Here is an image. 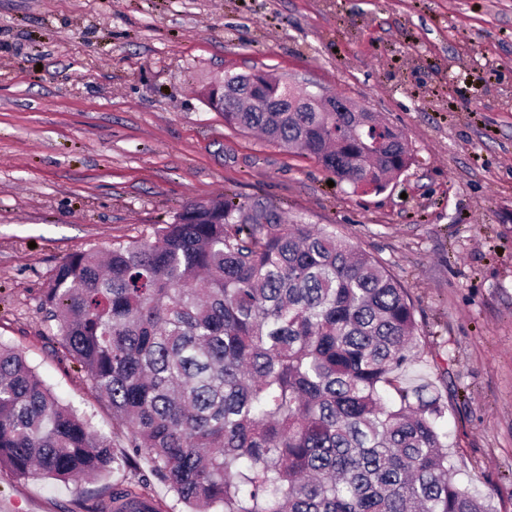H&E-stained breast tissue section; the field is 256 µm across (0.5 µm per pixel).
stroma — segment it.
<instances>
[{"label": "stroma", "mask_w": 512, "mask_h": 512, "mask_svg": "<svg viewBox=\"0 0 512 512\" xmlns=\"http://www.w3.org/2000/svg\"><path fill=\"white\" fill-rule=\"evenodd\" d=\"M272 70L368 106L412 163L379 194L231 128L213 75ZM262 199L335 229L407 289L406 377L432 383L455 479L512 512V0H0V342L113 435L40 298L71 253L153 239L187 201ZM147 469L66 484L0 470V512H104Z\"/></svg>", "instance_id": "stroma-1"}]
</instances>
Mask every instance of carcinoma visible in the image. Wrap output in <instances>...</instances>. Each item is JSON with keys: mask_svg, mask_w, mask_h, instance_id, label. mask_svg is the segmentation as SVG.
<instances>
[{"mask_svg": "<svg viewBox=\"0 0 512 512\" xmlns=\"http://www.w3.org/2000/svg\"><path fill=\"white\" fill-rule=\"evenodd\" d=\"M224 123L321 163L353 191L411 164L374 113L291 112L284 85L224 73ZM155 241L76 252L40 308L126 429L131 453L0 342V467L68 482L150 471L192 512H490L455 481L446 406L400 376L417 357L407 290L336 231L263 200L189 201Z\"/></svg>", "mask_w": 512, "mask_h": 512, "instance_id": "obj_1", "label": "carcinoma"}]
</instances>
